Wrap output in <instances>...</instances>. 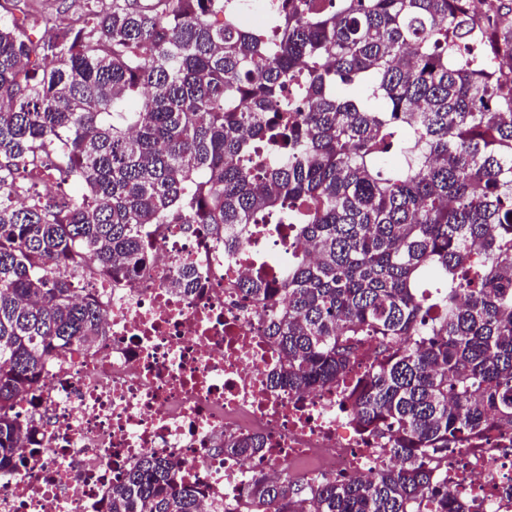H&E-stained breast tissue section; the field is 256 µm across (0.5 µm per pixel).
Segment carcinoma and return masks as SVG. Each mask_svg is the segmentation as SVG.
Here are the masks:
<instances>
[{
  "instance_id": "cac0c4a2",
  "label": "carcinoma",
  "mask_w": 512,
  "mask_h": 512,
  "mask_svg": "<svg viewBox=\"0 0 512 512\" xmlns=\"http://www.w3.org/2000/svg\"><path fill=\"white\" fill-rule=\"evenodd\" d=\"M473 2L271 0L275 24L244 30L236 0H110L36 44L0 25V468L49 357L106 334L83 263L131 278L154 224L222 239L275 213L308 257L276 293L240 285L268 307L272 382L333 384L374 342L345 405L395 465L257 480L238 512H466L448 454L512 443V6ZM257 142L283 155L262 181L241 163ZM33 168L83 193L20 204ZM177 472L142 458L104 512H199Z\"/></svg>"
}]
</instances>
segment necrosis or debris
Listing matches in <instances>:
<instances>
[{"label":"necrosis or debris","instance_id":"obj_1","mask_svg":"<svg viewBox=\"0 0 512 512\" xmlns=\"http://www.w3.org/2000/svg\"><path fill=\"white\" fill-rule=\"evenodd\" d=\"M149 243L135 281L82 272L80 296L105 307L108 332L94 350L51 357L38 407L19 404L36 431L0 469V512H102L107 489L146 455L180 463L200 512H235L258 478L357 480L389 464L342 410L341 385L297 396L271 382L281 357L239 285L261 275L279 287L293 227L249 224L220 240L160 224ZM185 263L198 274L190 290L177 285ZM251 435L265 441L259 455L216 450ZM448 487L471 512H512V448L492 433L474 440L449 458Z\"/></svg>","mask_w":512,"mask_h":512}]
</instances>
